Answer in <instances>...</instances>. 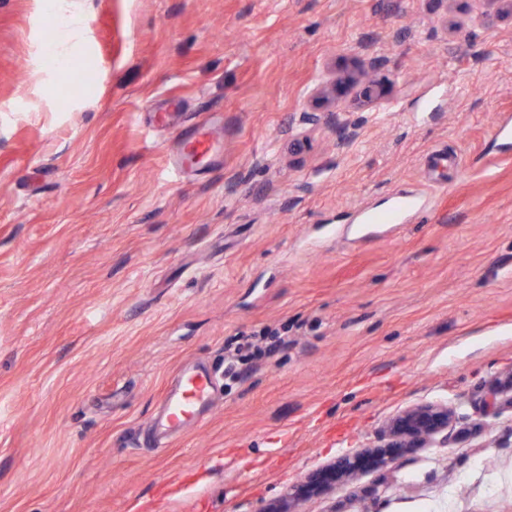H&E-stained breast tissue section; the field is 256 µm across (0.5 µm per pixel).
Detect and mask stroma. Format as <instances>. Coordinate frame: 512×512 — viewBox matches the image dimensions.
Instances as JSON below:
<instances>
[{"label":"stroma","instance_id":"1","mask_svg":"<svg viewBox=\"0 0 512 512\" xmlns=\"http://www.w3.org/2000/svg\"><path fill=\"white\" fill-rule=\"evenodd\" d=\"M476 10L0 0V512H262L423 403L454 408L447 441L298 512H512V411L480 404L512 369V0ZM372 57L385 109L311 100ZM199 125L222 165L169 172ZM440 150L466 174L426 171ZM399 194L430 203L357 238ZM263 330L287 348L226 380L228 342ZM191 366L218 394L170 437Z\"/></svg>","mask_w":512,"mask_h":512}]
</instances>
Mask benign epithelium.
Segmentation results:
<instances>
[{"instance_id":"obj_1","label":"benign epithelium","mask_w":512,"mask_h":512,"mask_svg":"<svg viewBox=\"0 0 512 512\" xmlns=\"http://www.w3.org/2000/svg\"><path fill=\"white\" fill-rule=\"evenodd\" d=\"M381 62L370 58L334 79L318 85L315 98L336 95L341 85L354 90L359 104L381 109L387 104L384 82L375 77ZM482 405L487 413H497L504 407L512 409V370L490 385L483 394ZM454 420L451 408L442 404H425L409 408L392 419L388 426L386 442L364 454H343L327 468L310 473L306 479L288 490L284 498L269 503L263 512H296V506L305 497L321 491L336 482H349L369 464L375 468H387L395 459L412 448H421L448 431Z\"/></svg>"}]
</instances>
